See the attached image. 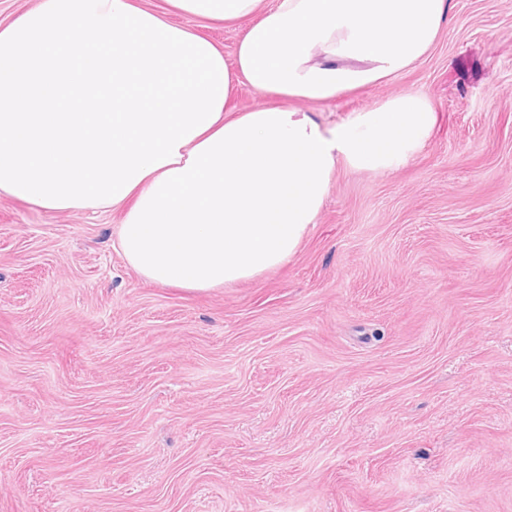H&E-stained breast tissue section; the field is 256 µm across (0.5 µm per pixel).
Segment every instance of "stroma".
Here are the masks:
<instances>
[{
  "mask_svg": "<svg viewBox=\"0 0 512 512\" xmlns=\"http://www.w3.org/2000/svg\"><path fill=\"white\" fill-rule=\"evenodd\" d=\"M167 16L228 59L246 27ZM414 93L426 146L339 167L230 288L142 278L121 209L0 194V512H512V0H452L408 71L301 107Z\"/></svg>",
  "mask_w": 512,
  "mask_h": 512,
  "instance_id": "stroma-1",
  "label": "stroma"
}]
</instances>
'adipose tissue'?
Masks as SVG:
<instances>
[{
  "mask_svg": "<svg viewBox=\"0 0 512 512\" xmlns=\"http://www.w3.org/2000/svg\"><path fill=\"white\" fill-rule=\"evenodd\" d=\"M249 19L233 60L135 0H40L0 27V194L46 211L120 207L119 250L189 291L293 256L339 167L386 175L436 112L394 97L328 125L298 108L368 89L435 43L451 0H167ZM269 93L247 112L234 85Z\"/></svg>",
  "mask_w": 512,
  "mask_h": 512,
  "instance_id": "ef3b65f1",
  "label": "adipose tissue"
}]
</instances>
